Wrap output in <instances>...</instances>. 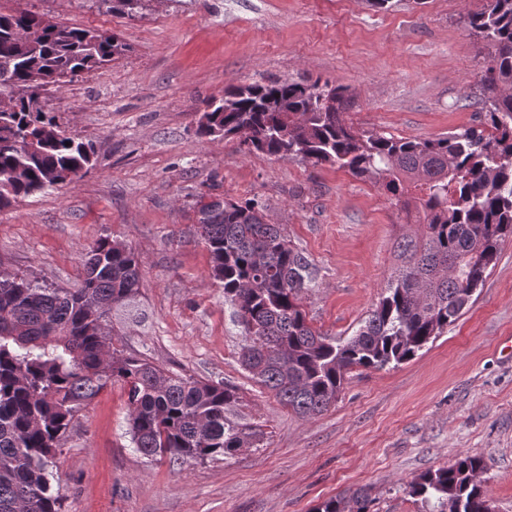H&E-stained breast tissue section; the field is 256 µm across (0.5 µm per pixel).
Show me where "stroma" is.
Masks as SVG:
<instances>
[{
    "label": "stroma",
    "instance_id": "obj_1",
    "mask_svg": "<svg viewBox=\"0 0 512 512\" xmlns=\"http://www.w3.org/2000/svg\"><path fill=\"white\" fill-rule=\"evenodd\" d=\"M484 0H147L136 17L97 0H0L116 33L126 54L44 99L60 127L92 144L84 177L0 209V271L75 289L88 247L136 251V296L113 305L112 346L167 372L238 389L228 417L260 431L226 460L149 461L137 452L126 389H103L75 415L54 459L61 512H312L369 489L373 512H431L409 494L419 475L483 457L495 512H512V238L442 336L397 367L356 368L327 411L296 415L240 363L245 333L197 225L215 198L263 204L312 263L301 304L332 338L359 329L414 234L395 200L334 166L247 152L195 134L204 100L260 79L348 86L357 128L428 139L478 124L475 93L490 49L465 27Z\"/></svg>",
    "mask_w": 512,
    "mask_h": 512
}]
</instances>
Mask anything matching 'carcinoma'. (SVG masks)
Listing matches in <instances>:
<instances>
[{"label":"carcinoma","instance_id":"1","mask_svg":"<svg viewBox=\"0 0 512 512\" xmlns=\"http://www.w3.org/2000/svg\"><path fill=\"white\" fill-rule=\"evenodd\" d=\"M112 2L134 16L143 0ZM469 26L493 48L481 82L484 120L459 133L409 139L360 131L345 118L343 85L270 79L206 103L196 133L238 138L248 152L329 164L370 179L418 224L400 245V265L355 333L330 339L312 328L301 293L315 269L255 200L216 198L198 210L211 276L224 286L245 330L240 361L295 414L313 418L334 403L354 367L412 360L448 330L512 238V0H486ZM127 52L118 36L0 10V209L82 178L94 150L60 129L41 103L50 88L112 64ZM332 105L321 103V96ZM141 262L128 246L97 240L81 288H43L0 275V512H59L49 471L75 413L109 383L127 389L136 450L148 459L232 457L257 434L231 421L237 388L167 373L133 356H110L101 319L138 293ZM482 458L464 454L409 484L437 512H486ZM366 490L314 512H371Z\"/></svg>","mask_w":512,"mask_h":512}]
</instances>
